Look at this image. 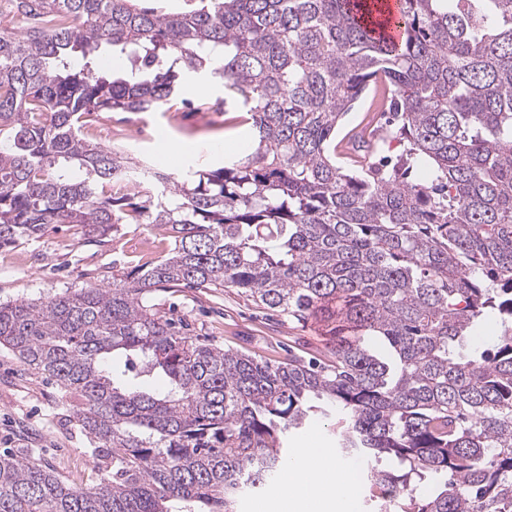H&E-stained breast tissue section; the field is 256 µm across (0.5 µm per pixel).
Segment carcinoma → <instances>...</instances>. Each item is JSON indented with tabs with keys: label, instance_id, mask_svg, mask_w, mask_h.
Masks as SVG:
<instances>
[{
	"label": "carcinoma",
	"instance_id": "1",
	"mask_svg": "<svg viewBox=\"0 0 512 512\" xmlns=\"http://www.w3.org/2000/svg\"><path fill=\"white\" fill-rule=\"evenodd\" d=\"M197 2H0V27L29 17L0 30V248L48 224L172 240L110 288L0 303V347L63 391L99 460L84 488L0 453V512H238L312 410L335 417L336 451L384 512H512V0H403L398 43L368 0ZM193 77L238 105L253 153L179 181L82 133L99 112L162 109ZM371 85L407 142L391 167L365 163L361 131L336 140ZM421 160L428 185L407 181ZM173 288H235L323 320L334 344L286 362L225 349L155 303ZM492 318L491 347L458 356Z\"/></svg>",
	"mask_w": 512,
	"mask_h": 512
}]
</instances>
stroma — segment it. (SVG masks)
I'll list each match as a JSON object with an SVG mask.
<instances>
[{
	"label": "stroma",
	"instance_id": "35a3bbf8",
	"mask_svg": "<svg viewBox=\"0 0 512 512\" xmlns=\"http://www.w3.org/2000/svg\"><path fill=\"white\" fill-rule=\"evenodd\" d=\"M222 94L220 85L192 80L172 100L170 111L107 112L85 133L101 146H111L107 124L121 119L131 133L121 146L134 160L158 164L159 146L180 142L190 150L184 169H216L223 166L224 158L215 153V146L242 133L235 112L215 111L213 103ZM169 248L165 231L150 224L119 225L99 243L89 241L85 227L52 224L39 237L0 249V302L108 285L114 272L142 265L143 250L157 258ZM155 301L183 318L190 336L217 341L225 348L283 361L292 352L317 353L329 346L319 321L292 323L234 288L160 292ZM89 446L76 420L63 409L55 384L26 370L11 352L0 349V451L18 450L84 486L96 478Z\"/></svg>",
	"mask_w": 512,
	"mask_h": 512
}]
</instances>
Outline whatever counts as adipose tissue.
<instances>
[{"label":"adipose tissue","mask_w":512,"mask_h":512,"mask_svg":"<svg viewBox=\"0 0 512 512\" xmlns=\"http://www.w3.org/2000/svg\"><path fill=\"white\" fill-rule=\"evenodd\" d=\"M275 500L285 512H357L354 468L335 460L329 448L297 449L294 461L275 488Z\"/></svg>","instance_id":"ef3b65f1"}]
</instances>
